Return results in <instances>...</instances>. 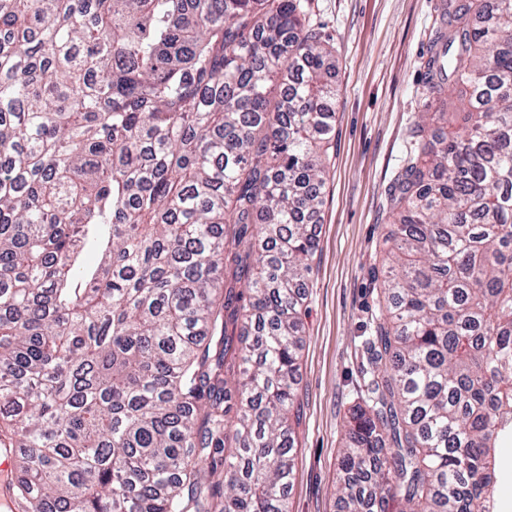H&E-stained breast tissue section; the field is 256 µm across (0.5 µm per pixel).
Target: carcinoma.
I'll use <instances>...</instances> for the list:
<instances>
[{
  "mask_svg": "<svg viewBox=\"0 0 512 512\" xmlns=\"http://www.w3.org/2000/svg\"><path fill=\"white\" fill-rule=\"evenodd\" d=\"M307 4L0 0V452L27 512H212L220 467L218 512H289L335 139ZM425 69L339 512H496L512 440V0H446ZM462 88L458 87L455 91L450 92L446 103L443 106L444 112L448 113V124L445 131L452 132L457 127L460 118L456 112H464L467 97Z\"/></svg>",
  "mask_w": 512,
  "mask_h": 512,
  "instance_id": "1",
  "label": "carcinoma"
}]
</instances>
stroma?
Listing matches in <instances>:
<instances>
[{
	"label": "stroma",
	"mask_w": 512,
	"mask_h": 512,
	"mask_svg": "<svg viewBox=\"0 0 512 512\" xmlns=\"http://www.w3.org/2000/svg\"><path fill=\"white\" fill-rule=\"evenodd\" d=\"M441 0H310L306 22L329 40L337 95L313 275L305 290L290 512H338V459L364 389L360 337L370 273L393 221L388 188L424 109V62Z\"/></svg>",
	"instance_id": "stroma-1"
}]
</instances>
